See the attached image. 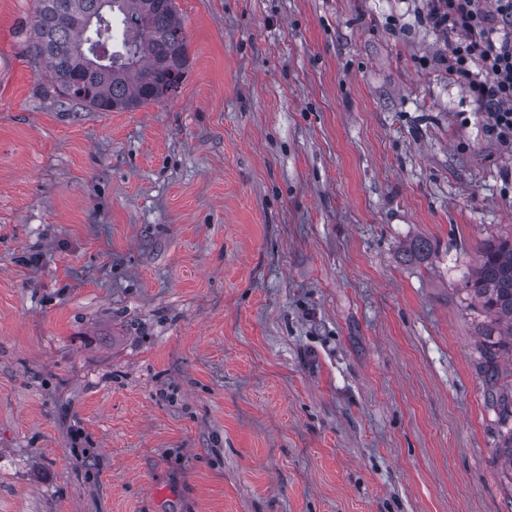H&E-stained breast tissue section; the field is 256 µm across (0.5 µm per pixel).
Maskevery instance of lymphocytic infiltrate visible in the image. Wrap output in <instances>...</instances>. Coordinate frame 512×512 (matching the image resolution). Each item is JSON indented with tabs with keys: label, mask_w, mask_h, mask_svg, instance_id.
<instances>
[{
	"label": "lymphocytic infiltrate",
	"mask_w": 512,
	"mask_h": 512,
	"mask_svg": "<svg viewBox=\"0 0 512 512\" xmlns=\"http://www.w3.org/2000/svg\"><path fill=\"white\" fill-rule=\"evenodd\" d=\"M432 26L448 36L443 62L463 78L487 118L486 131L512 148V0H425Z\"/></svg>",
	"instance_id": "1"
}]
</instances>
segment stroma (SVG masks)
Listing matches in <instances>:
<instances>
[{"label": "stroma", "mask_w": 512, "mask_h": 512, "mask_svg": "<svg viewBox=\"0 0 512 512\" xmlns=\"http://www.w3.org/2000/svg\"><path fill=\"white\" fill-rule=\"evenodd\" d=\"M34 7L0 0V512H512L468 290L512 150L424 0H175L184 80L125 112L56 96Z\"/></svg>", "instance_id": "stroma-1"}]
</instances>
